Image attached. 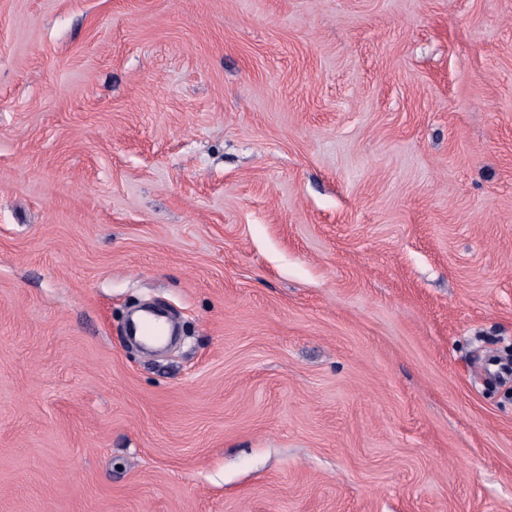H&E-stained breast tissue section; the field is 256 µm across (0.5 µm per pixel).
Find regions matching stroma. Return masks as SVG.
Listing matches in <instances>:
<instances>
[{"label":"stroma","mask_w":512,"mask_h":512,"mask_svg":"<svg viewBox=\"0 0 512 512\" xmlns=\"http://www.w3.org/2000/svg\"><path fill=\"white\" fill-rule=\"evenodd\" d=\"M489 354L512 0H0V512H512Z\"/></svg>","instance_id":"stroma-1"}]
</instances>
